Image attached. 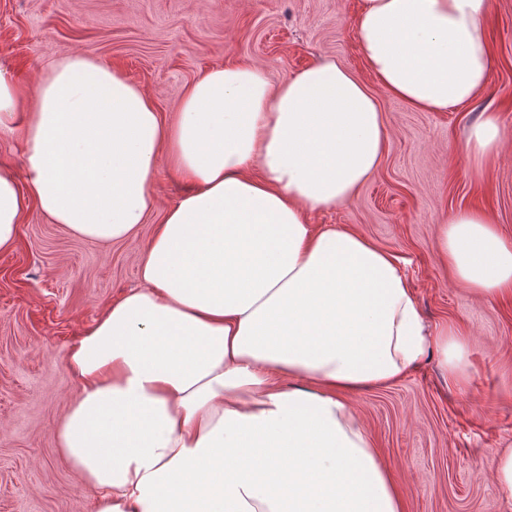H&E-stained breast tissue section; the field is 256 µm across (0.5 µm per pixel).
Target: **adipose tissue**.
Returning <instances> with one entry per match:
<instances>
[{"label": "adipose tissue", "mask_w": 512, "mask_h": 512, "mask_svg": "<svg viewBox=\"0 0 512 512\" xmlns=\"http://www.w3.org/2000/svg\"><path fill=\"white\" fill-rule=\"evenodd\" d=\"M492 0H363L356 32L380 87L422 112L485 88ZM22 130L24 179L0 169V251L30 210L78 238L136 239L166 162L188 187L137 266L141 287L74 342L78 397L54 430L95 512H406L400 482L345 393L387 387L467 341L429 330L393 253L312 213L354 196L388 145L377 97L333 60L272 85L232 63L172 117L112 66L70 55L36 90L0 71V133ZM503 143L483 112L475 167ZM438 256L476 295L512 293V238L449 213Z\"/></svg>", "instance_id": "1"}]
</instances>
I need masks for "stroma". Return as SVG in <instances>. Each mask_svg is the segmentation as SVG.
<instances>
[{"label": "stroma", "instance_id": "1", "mask_svg": "<svg viewBox=\"0 0 512 512\" xmlns=\"http://www.w3.org/2000/svg\"><path fill=\"white\" fill-rule=\"evenodd\" d=\"M362 0H0V70L36 88L56 60L81 54L121 70L174 112L203 71L237 61L280 84L331 59L377 91L388 148L350 200L312 216L360 232L396 254L430 326L468 341V377L448 380L438 356L385 388L347 393L406 493L407 512H512L494 478L512 448V297L487 300L460 286L437 254L439 226L458 208L487 212L512 237V0L487 19L491 67L469 105L421 112L381 93L356 36ZM506 132L481 177L463 137L483 109ZM136 240L100 244L38 211L0 252V512H94V498L59 454L54 428L79 392L70 346L140 284Z\"/></svg>", "mask_w": 512, "mask_h": 512}]
</instances>
